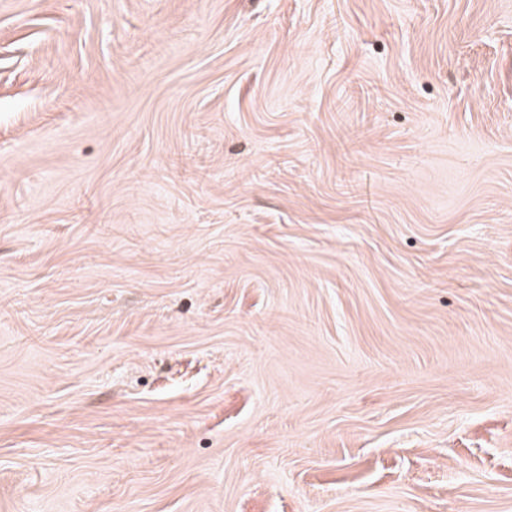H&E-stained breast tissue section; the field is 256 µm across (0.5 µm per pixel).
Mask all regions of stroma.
I'll list each match as a JSON object with an SVG mask.
<instances>
[{"instance_id":"35a3bbf8","label":"stroma","mask_w":512,"mask_h":512,"mask_svg":"<svg viewBox=\"0 0 512 512\" xmlns=\"http://www.w3.org/2000/svg\"><path fill=\"white\" fill-rule=\"evenodd\" d=\"M0 512H512V0H0Z\"/></svg>"}]
</instances>
